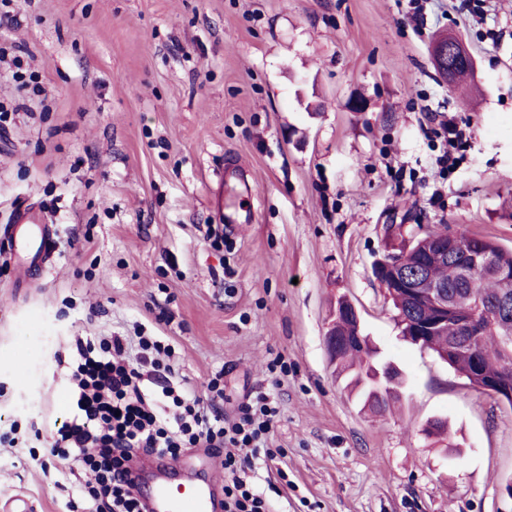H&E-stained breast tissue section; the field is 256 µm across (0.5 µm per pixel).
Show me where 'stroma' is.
Listing matches in <instances>:
<instances>
[{
    "mask_svg": "<svg viewBox=\"0 0 512 512\" xmlns=\"http://www.w3.org/2000/svg\"><path fill=\"white\" fill-rule=\"evenodd\" d=\"M443 33L475 61L456 88L432 62ZM16 46L47 97L0 62V225L39 209L59 250L24 293L0 252V427L19 425L0 504L62 512L43 473L69 407L55 359L79 336L144 334L171 338L197 391L223 374L227 415L277 395L268 445L291 486L272 512H512V407L405 338L374 274L392 224L512 249V0L480 23L432 0L420 31L405 0H18L0 26ZM427 106L472 135L437 204ZM345 300L402 374L392 414L326 351ZM435 419L447 442L426 436Z\"/></svg>",
    "mask_w": 512,
    "mask_h": 512,
    "instance_id": "stroma-1",
    "label": "stroma"
}]
</instances>
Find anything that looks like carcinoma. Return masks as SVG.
Masks as SVG:
<instances>
[{
    "instance_id": "carcinoma-1",
    "label": "carcinoma",
    "mask_w": 512,
    "mask_h": 512,
    "mask_svg": "<svg viewBox=\"0 0 512 512\" xmlns=\"http://www.w3.org/2000/svg\"><path fill=\"white\" fill-rule=\"evenodd\" d=\"M456 258L450 263L428 268L432 281L448 288V299L461 313L474 311L476 298L491 303L501 296L512 301V278H503L491 269L470 266L471 254L481 249L489 252L498 267L512 272V249L502 248L495 240L466 233L455 234ZM428 238L416 242L408 253H401L399 261L407 268L414 267L422 258L421 247ZM403 334L414 335V323L424 318L426 310L411 311L405 305L403 294L397 288L386 287ZM485 324L482 336L468 346L471 335L466 325L448 320L430 336H422L414 343L433 352L455 371L478 388L495 381L512 389V309L499 314L491 308L480 314ZM356 322L342 318L336 323V335L344 343L336 348V367L348 380V386L358 395L373 414L384 416L391 404L399 399L402 381L399 372L380 362L367 339L355 336Z\"/></svg>"
}]
</instances>
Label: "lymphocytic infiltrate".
I'll return each mask as SVG.
<instances>
[{
    "mask_svg": "<svg viewBox=\"0 0 512 512\" xmlns=\"http://www.w3.org/2000/svg\"><path fill=\"white\" fill-rule=\"evenodd\" d=\"M433 132L442 145L435 163L445 175L456 168L454 151L467 133L449 115ZM75 347L67 375L71 407L52 433L51 453L67 462L55 481L69 480L79 468L92 473L82 486L81 512H145L131 491L139 453L173 459L185 448L223 451L224 512H270L272 495L288 487L285 472L258 475L275 458L267 440L279 408L270 395L247 399L228 420L215 405L224 396L218 381L202 397L176 379L169 337H139L133 360L123 358L120 336H80Z\"/></svg>",
    "mask_w": 512,
    "mask_h": 512,
    "instance_id": "f902f5d3",
    "label": "lymphocytic infiltrate"
}]
</instances>
